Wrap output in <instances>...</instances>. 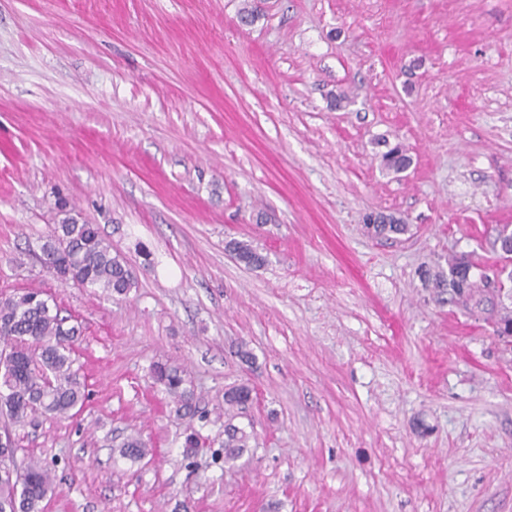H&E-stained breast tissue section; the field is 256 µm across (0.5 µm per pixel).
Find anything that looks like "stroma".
<instances>
[{
  "label": "stroma",
  "instance_id": "stroma-1",
  "mask_svg": "<svg viewBox=\"0 0 512 512\" xmlns=\"http://www.w3.org/2000/svg\"><path fill=\"white\" fill-rule=\"evenodd\" d=\"M68 217L128 295L41 263ZM506 225L512 0H0V294L80 328L89 392L10 431L55 474L46 512H512V349L419 277L497 260ZM156 362L212 412L253 387L252 454L225 469L217 424L186 463Z\"/></svg>",
  "mask_w": 512,
  "mask_h": 512
}]
</instances>
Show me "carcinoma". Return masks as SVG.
I'll list each match as a JSON object with an SVG mask.
<instances>
[{"mask_svg": "<svg viewBox=\"0 0 512 512\" xmlns=\"http://www.w3.org/2000/svg\"><path fill=\"white\" fill-rule=\"evenodd\" d=\"M388 170L406 168L411 158L400 144L381 155ZM42 250L54 257L56 264L71 273L72 282L85 288H100L125 296L136 287L132 270L94 224H80L70 218L54 225ZM231 251L248 267H261L265 257L251 245L231 242ZM458 265V258H448V270L433 272L420 269L424 284L442 296L448 292V271ZM79 329L67 326V319L51 309L39 290H27L0 298V415L23 426L37 414L69 418L83 407L87 398L86 382L73 368V347ZM153 377L174 404L182 419L197 420L201 426L214 423L210 413L199 407L194 389L187 386L183 372L157 362ZM254 400L253 388L241 382L224 391V467L251 451V435L235 424L239 410ZM18 448L0 446V512H43V502L55 494L47 466L31 461L21 468L15 462ZM118 455L137 463L151 455V449L138 437H129L117 449Z\"/></svg>", "mask_w": 512, "mask_h": 512, "instance_id": "1", "label": "carcinoma"}]
</instances>
